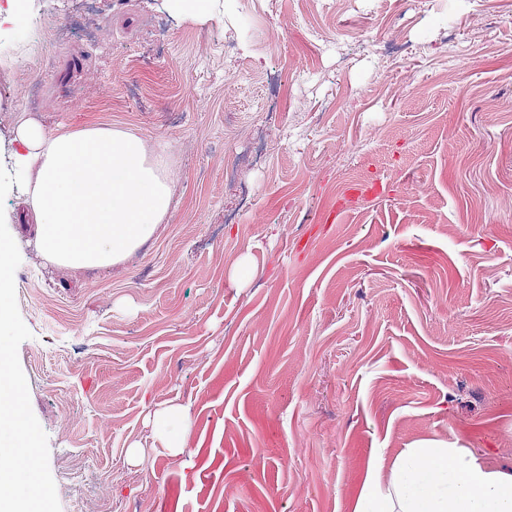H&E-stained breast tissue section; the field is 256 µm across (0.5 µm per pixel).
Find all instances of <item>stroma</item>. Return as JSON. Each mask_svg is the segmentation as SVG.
<instances>
[{"instance_id":"1","label":"stroma","mask_w":512,"mask_h":512,"mask_svg":"<svg viewBox=\"0 0 512 512\" xmlns=\"http://www.w3.org/2000/svg\"><path fill=\"white\" fill-rule=\"evenodd\" d=\"M39 2L61 42L0 53V156L117 125L173 191L105 271L0 198L39 512H353L423 442L512 469V0ZM220 0H170L171 8L176 13L199 19L203 22L218 19L216 11ZM176 423L178 426H175ZM187 429L181 406H171L155 415V433L164 442L165 448L170 449L172 455L182 453Z\"/></svg>"}]
</instances>
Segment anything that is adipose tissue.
<instances>
[{"instance_id": "obj_1", "label": "adipose tissue", "mask_w": 512, "mask_h": 512, "mask_svg": "<svg viewBox=\"0 0 512 512\" xmlns=\"http://www.w3.org/2000/svg\"><path fill=\"white\" fill-rule=\"evenodd\" d=\"M0 195L22 184L19 205L36 225L35 248L54 265L104 269L151 239L170 214L166 158L126 128L93 124L48 133L22 120ZM24 384L0 355V512H33L20 478L27 431ZM354 512H512V473L465 448L428 443L404 449L388 479L370 472Z\"/></svg>"}]
</instances>
